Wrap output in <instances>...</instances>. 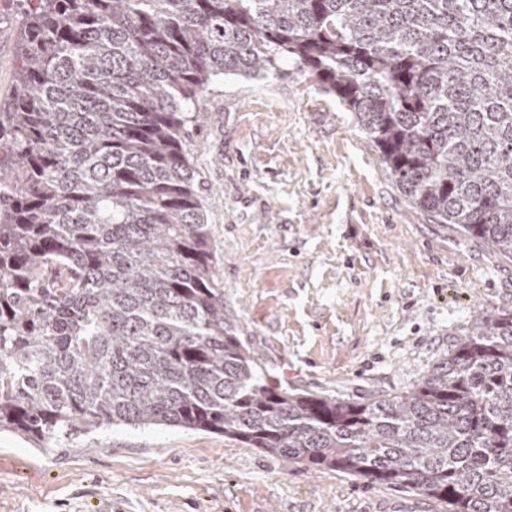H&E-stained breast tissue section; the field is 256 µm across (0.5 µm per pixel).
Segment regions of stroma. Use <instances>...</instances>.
Segmentation results:
<instances>
[{
    "instance_id": "35a3bbf8",
    "label": "stroma",
    "mask_w": 512,
    "mask_h": 512,
    "mask_svg": "<svg viewBox=\"0 0 512 512\" xmlns=\"http://www.w3.org/2000/svg\"><path fill=\"white\" fill-rule=\"evenodd\" d=\"M21 19L0 6V104ZM185 146L224 317L283 384L344 399L414 388L483 312L512 315V260L401 191L353 112L282 60L201 98ZM443 512L221 433L0 430V512Z\"/></svg>"
}]
</instances>
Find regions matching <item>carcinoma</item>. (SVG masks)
<instances>
[{
	"label": "carcinoma",
	"instance_id": "obj_1",
	"mask_svg": "<svg viewBox=\"0 0 512 512\" xmlns=\"http://www.w3.org/2000/svg\"><path fill=\"white\" fill-rule=\"evenodd\" d=\"M0 112V429L219 432L291 464L512 512V316L410 392L295 393L224 321L185 148L220 77L283 58L434 224L512 259V0H15Z\"/></svg>",
	"mask_w": 512,
	"mask_h": 512
}]
</instances>
